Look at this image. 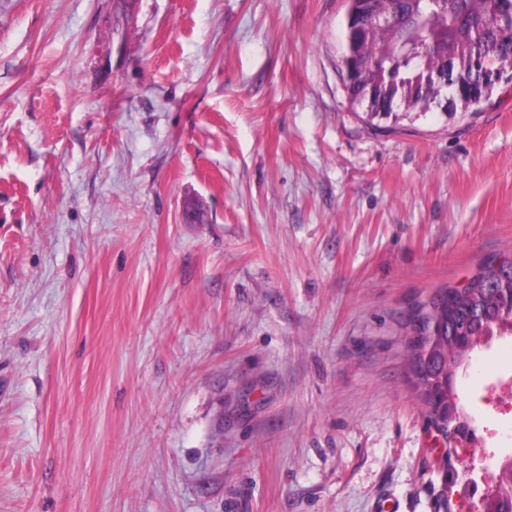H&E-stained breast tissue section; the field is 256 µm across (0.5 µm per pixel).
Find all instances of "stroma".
<instances>
[{"label":"stroma","instance_id":"obj_1","mask_svg":"<svg viewBox=\"0 0 512 512\" xmlns=\"http://www.w3.org/2000/svg\"><path fill=\"white\" fill-rule=\"evenodd\" d=\"M345 11L0 0V512H477L409 322L512 256V92L369 119Z\"/></svg>","mask_w":512,"mask_h":512}]
</instances>
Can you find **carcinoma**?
<instances>
[{
    "instance_id": "carcinoma-1",
    "label": "carcinoma",
    "mask_w": 512,
    "mask_h": 512,
    "mask_svg": "<svg viewBox=\"0 0 512 512\" xmlns=\"http://www.w3.org/2000/svg\"><path fill=\"white\" fill-rule=\"evenodd\" d=\"M380 6L392 14L389 22L367 16L344 27L353 55L345 90L373 119L436 109L451 119L472 106L477 82L449 99L422 91L420 71L489 52L512 65V35L501 29L512 17V0H384ZM411 332L409 362L429 427L445 438L453 431L473 436L457 373L478 346L512 335V259L498 265L488 259L463 287L432 297L416 309ZM499 486L487 512H512V467L499 471Z\"/></svg>"
}]
</instances>
